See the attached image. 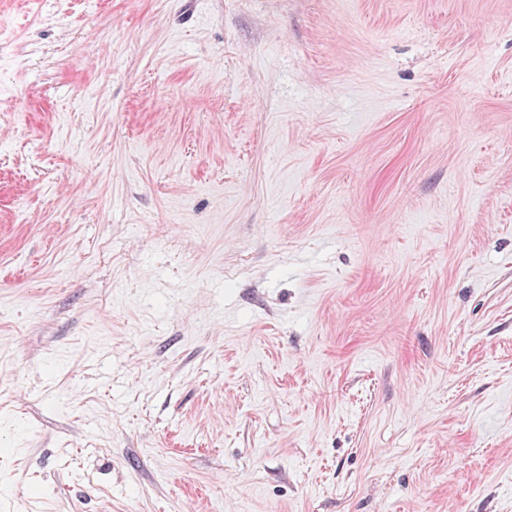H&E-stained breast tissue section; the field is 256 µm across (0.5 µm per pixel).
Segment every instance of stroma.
Instances as JSON below:
<instances>
[{
  "instance_id": "1",
  "label": "stroma",
  "mask_w": 512,
  "mask_h": 512,
  "mask_svg": "<svg viewBox=\"0 0 512 512\" xmlns=\"http://www.w3.org/2000/svg\"><path fill=\"white\" fill-rule=\"evenodd\" d=\"M0 505L512 512V0H0Z\"/></svg>"
}]
</instances>
